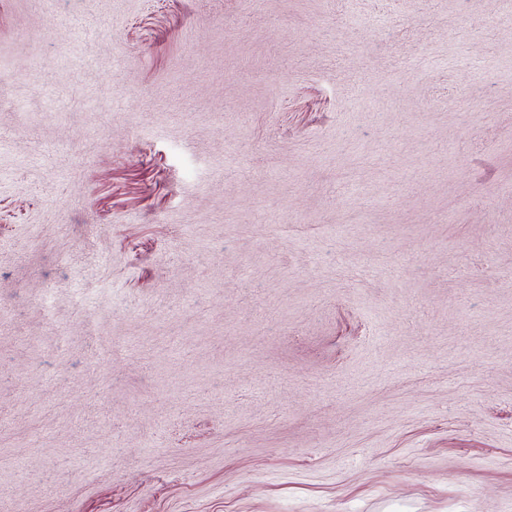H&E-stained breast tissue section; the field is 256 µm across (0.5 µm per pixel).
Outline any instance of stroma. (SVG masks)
I'll return each mask as SVG.
<instances>
[{
  "instance_id": "stroma-1",
  "label": "stroma",
  "mask_w": 512,
  "mask_h": 512,
  "mask_svg": "<svg viewBox=\"0 0 512 512\" xmlns=\"http://www.w3.org/2000/svg\"><path fill=\"white\" fill-rule=\"evenodd\" d=\"M0 126V512H512V0H0Z\"/></svg>"
}]
</instances>
